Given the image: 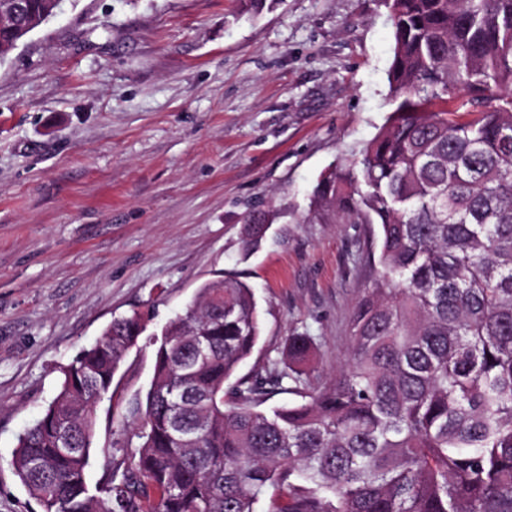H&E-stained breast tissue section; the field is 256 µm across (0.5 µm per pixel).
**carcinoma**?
Listing matches in <instances>:
<instances>
[{"instance_id": "1", "label": "carcinoma", "mask_w": 512, "mask_h": 512, "mask_svg": "<svg viewBox=\"0 0 512 512\" xmlns=\"http://www.w3.org/2000/svg\"><path fill=\"white\" fill-rule=\"evenodd\" d=\"M249 20L276 0H245ZM395 108L320 177L302 224H375L380 270L342 365L309 390L311 337L265 378L252 288L205 281L154 341L149 387L90 485L97 406L146 330L134 313L62 371L12 466L42 512H512V0H386ZM0 43L54 0H0ZM272 211L243 217L258 236ZM296 396L261 408L277 392Z\"/></svg>"}]
</instances>
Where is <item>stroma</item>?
Segmentation results:
<instances>
[{"mask_svg":"<svg viewBox=\"0 0 512 512\" xmlns=\"http://www.w3.org/2000/svg\"><path fill=\"white\" fill-rule=\"evenodd\" d=\"M63 0L0 58V512H40L12 459L62 369L112 320L147 330L112 388L150 382L154 334L232 273L261 334L239 376L289 336L315 343L310 388L349 345L375 277L369 224H301L320 175L359 157L394 105L385 0ZM282 216L252 244L241 217Z\"/></svg>","mask_w":512,"mask_h":512,"instance_id":"stroma-1","label":"stroma"}]
</instances>
